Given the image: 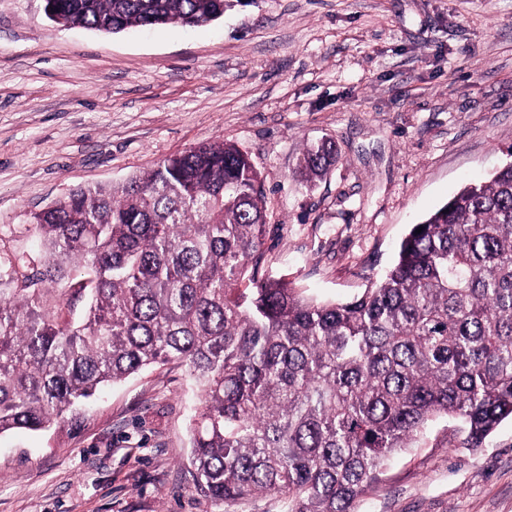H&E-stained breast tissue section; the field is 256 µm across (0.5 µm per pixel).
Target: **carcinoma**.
Here are the masks:
<instances>
[{
	"label": "carcinoma",
	"mask_w": 512,
	"mask_h": 512,
	"mask_svg": "<svg viewBox=\"0 0 512 512\" xmlns=\"http://www.w3.org/2000/svg\"><path fill=\"white\" fill-rule=\"evenodd\" d=\"M225 2L45 0V14L117 33L204 24ZM336 156L310 145L298 172L312 182ZM266 220L259 172L221 140L1 225L0 435L63 424L103 388L180 363L201 395L197 492L353 512L434 417L460 420L469 448L512 421V163L412 225L345 302L258 276Z\"/></svg>",
	"instance_id": "carcinoma-1"
}]
</instances>
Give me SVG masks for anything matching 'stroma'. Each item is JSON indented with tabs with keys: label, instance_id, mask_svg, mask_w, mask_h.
Segmentation results:
<instances>
[{
	"label": "stroma",
	"instance_id": "stroma-1",
	"mask_svg": "<svg viewBox=\"0 0 512 512\" xmlns=\"http://www.w3.org/2000/svg\"><path fill=\"white\" fill-rule=\"evenodd\" d=\"M326 138L338 162L302 182L299 157ZM219 139L263 180L260 273L351 299L412 224L512 163V0H231L203 26L116 34L0 0V225ZM198 405L171 363L79 419L0 436V512H282L273 495L218 508L194 491ZM354 512H512V421L472 450L436 418Z\"/></svg>",
	"mask_w": 512,
	"mask_h": 512
}]
</instances>
